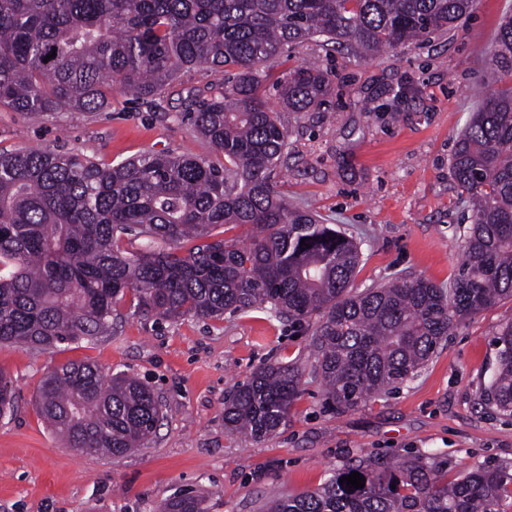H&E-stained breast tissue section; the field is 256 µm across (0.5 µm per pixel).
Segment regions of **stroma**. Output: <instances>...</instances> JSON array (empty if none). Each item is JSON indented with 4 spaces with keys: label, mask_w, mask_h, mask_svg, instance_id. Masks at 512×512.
<instances>
[{
    "label": "stroma",
    "mask_w": 512,
    "mask_h": 512,
    "mask_svg": "<svg viewBox=\"0 0 512 512\" xmlns=\"http://www.w3.org/2000/svg\"><path fill=\"white\" fill-rule=\"evenodd\" d=\"M510 14L512 0H475L469 18L420 45L358 59L308 41L263 64L271 83L307 60L329 62L335 73L329 106L282 112L288 146L277 180L291 204L358 244L355 290L398 278L442 288L455 280L468 204L450 158L473 112L508 84L484 50ZM223 88V75L193 69L152 102L116 93L107 110L75 117L0 108V150L77 153L104 164L147 151L210 158L183 113L198 91ZM385 104L398 120L382 112ZM116 310L105 336L50 350L0 344V370L17 397L13 415L0 419V512H155L185 493L207 496L212 512H263L268 501L314 490L369 456L430 455L447 462L452 480L481 464L512 466V416L482 396L511 299L455 326L414 379L340 411L326 403L314 371L311 330L268 309L170 321L142 313L129 291ZM69 361L147 383L163 405L156 435L121 457L68 448L36 397L48 370ZM267 363L299 366L302 392L287 424L256 441L225 428L224 399Z\"/></svg>",
    "instance_id": "obj_1"
}]
</instances>
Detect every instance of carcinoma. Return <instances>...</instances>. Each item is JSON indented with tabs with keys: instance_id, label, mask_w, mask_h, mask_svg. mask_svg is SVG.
<instances>
[{
	"instance_id": "obj_1",
	"label": "carcinoma",
	"mask_w": 512,
	"mask_h": 512,
	"mask_svg": "<svg viewBox=\"0 0 512 512\" xmlns=\"http://www.w3.org/2000/svg\"><path fill=\"white\" fill-rule=\"evenodd\" d=\"M473 2L0 0V106L15 112L82 115L108 107L114 93L151 100L184 70L227 75L223 95L195 97L184 113L222 165L171 152L101 165L78 154L0 151V343L47 350L100 336L131 290L142 312L169 320L264 307L313 326L315 370L340 409L415 377L455 325L512 298V85L473 113L451 156L472 211L452 287L401 278L354 292L357 243L288 203L273 183L288 129L261 92L260 66L317 38L372 58L453 27ZM485 54L492 70L512 77V16ZM333 91L317 63L279 82L290 112L314 111ZM217 224L252 227L250 245L210 240ZM494 344L485 401L512 415V321ZM301 378L294 364L258 368L224 401V426L254 440L272 436L287 423ZM37 404L52 431L85 454L141 448L162 418L147 384L107 377L90 362L47 373ZM13 408L11 378L0 370V417ZM353 472L364 487L339 483ZM156 512L209 505L184 494ZM266 512H512V467L481 465L450 482L427 455L376 459Z\"/></svg>"
}]
</instances>
